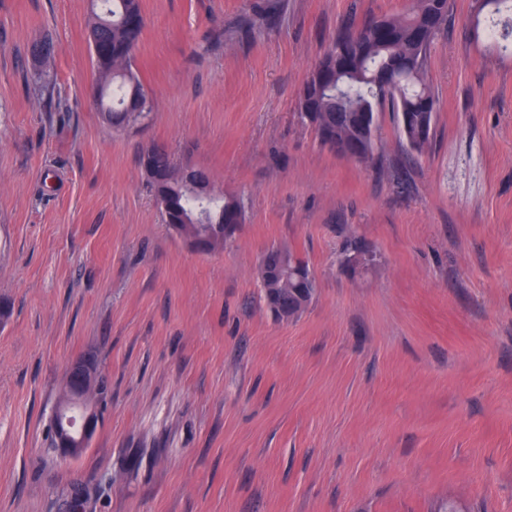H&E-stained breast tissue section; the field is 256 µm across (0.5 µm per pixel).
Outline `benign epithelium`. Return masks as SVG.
I'll return each instance as SVG.
<instances>
[{
    "instance_id": "obj_1",
    "label": "benign epithelium",
    "mask_w": 512,
    "mask_h": 512,
    "mask_svg": "<svg viewBox=\"0 0 512 512\" xmlns=\"http://www.w3.org/2000/svg\"><path fill=\"white\" fill-rule=\"evenodd\" d=\"M99 375L86 360L72 362L66 372L65 395L54 407L50 421L53 448L63 458H77L89 447L99 420L86 403L87 391L98 385Z\"/></svg>"
}]
</instances>
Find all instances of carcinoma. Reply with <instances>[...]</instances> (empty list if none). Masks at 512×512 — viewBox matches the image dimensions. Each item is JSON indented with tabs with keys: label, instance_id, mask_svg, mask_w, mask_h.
<instances>
[{
	"label": "carcinoma",
	"instance_id": "carcinoma-1",
	"mask_svg": "<svg viewBox=\"0 0 512 512\" xmlns=\"http://www.w3.org/2000/svg\"><path fill=\"white\" fill-rule=\"evenodd\" d=\"M512 0H473L477 22L475 40L497 44L512 51L508 32L499 33L485 19L501 11ZM450 0H412L400 16L371 19L360 26L339 31L304 82L295 115L311 127L319 145L327 137L355 143L367 159L375 152L379 107L391 106L397 128L409 154L421 157L429 148L436 129L438 100L427 81L431 48L448 28ZM145 27L142 0H92L87 31L99 41L94 64L98 78L93 85V106L113 126L121 128L142 117L149 121L155 107L134 69V55ZM428 101L432 111L423 112ZM149 155L148 182L154 196L165 198L169 210L162 213L166 224H182L188 234L209 233L215 248L233 237L226 227L245 222L239 198L217 196L208 172L212 200L205 205L202 194L186 184L182 167L174 164L165 147L144 148ZM279 261L283 274L277 280L259 276L265 301L282 299L285 317L301 314L313 301L318 288L315 272L303 258L278 247L265 251Z\"/></svg>",
	"mask_w": 512,
	"mask_h": 512
}]
</instances>
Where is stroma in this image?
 Listing matches in <instances>:
<instances>
[{
	"mask_svg": "<svg viewBox=\"0 0 512 512\" xmlns=\"http://www.w3.org/2000/svg\"><path fill=\"white\" fill-rule=\"evenodd\" d=\"M267 2L142 0L155 112L115 130L90 0H0V512H58L77 483L88 512H512V56L451 0L430 149L410 160L385 106L360 164L296 121L298 93L347 22L411 0ZM153 144L242 198L224 248L163 224ZM272 246L316 274L299 317L261 297ZM352 247L367 274L340 265ZM80 358L108 392L65 459L49 416Z\"/></svg>",
	"mask_w": 512,
	"mask_h": 512,
	"instance_id": "1",
	"label": "stroma"
}]
</instances>
